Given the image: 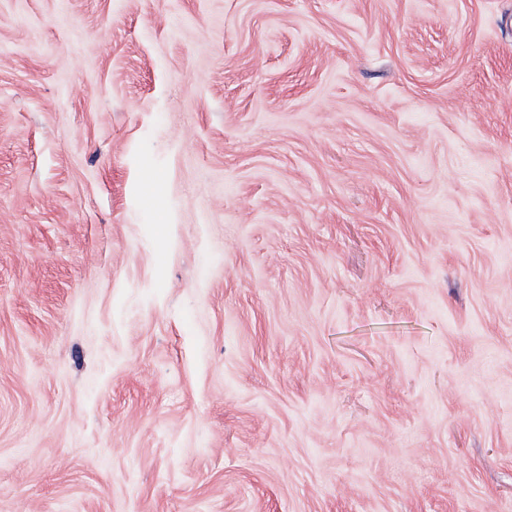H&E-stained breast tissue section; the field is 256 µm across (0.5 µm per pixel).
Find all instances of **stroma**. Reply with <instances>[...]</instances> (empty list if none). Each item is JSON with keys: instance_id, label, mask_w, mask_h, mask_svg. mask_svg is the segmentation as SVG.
Wrapping results in <instances>:
<instances>
[{"instance_id": "stroma-1", "label": "stroma", "mask_w": 512, "mask_h": 512, "mask_svg": "<svg viewBox=\"0 0 512 512\" xmlns=\"http://www.w3.org/2000/svg\"><path fill=\"white\" fill-rule=\"evenodd\" d=\"M0 512H512V0H0Z\"/></svg>"}]
</instances>
